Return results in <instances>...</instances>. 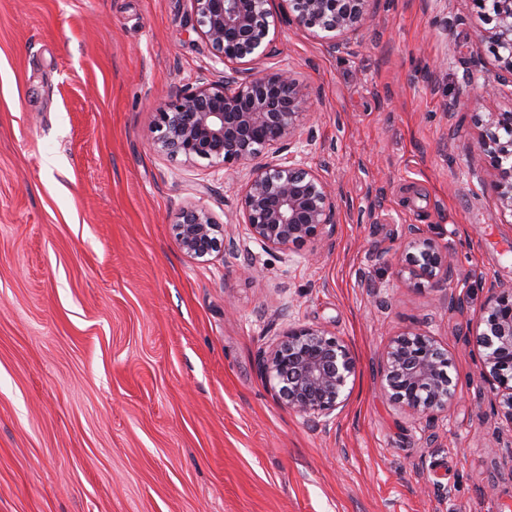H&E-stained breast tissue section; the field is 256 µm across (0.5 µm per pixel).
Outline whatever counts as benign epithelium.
Returning <instances> with one entry per match:
<instances>
[{
  "instance_id": "benign-epithelium-1",
  "label": "benign epithelium",
  "mask_w": 512,
  "mask_h": 512,
  "mask_svg": "<svg viewBox=\"0 0 512 512\" xmlns=\"http://www.w3.org/2000/svg\"><path fill=\"white\" fill-rule=\"evenodd\" d=\"M288 3V22L332 34L341 49L350 35L370 26V0H192L195 31L210 53L233 75L201 77L187 90H175L160 105L157 151L188 160L206 159L237 173L247 170L240 207L248 240L265 252H286L329 238L336 229L332 187L305 163L304 127L311 118V91L294 72L270 65L273 39L282 21L277 2ZM489 27L477 39L489 44L494 74L477 73L480 92L468 99L476 111L512 83V0H475ZM477 148L495 172L491 187L501 207L512 212V112H489ZM178 248L205 260L233 254L239 242L232 229L195 206L180 211L173 224ZM396 274L410 287L443 288L452 263L436 239L415 224L404 229L391 257ZM483 376L492 386L496 412L512 424V290L494 292L475 332ZM259 371L287 410L316 421H330L345 407L356 359L350 348L325 328L301 322L288 326ZM448 351L428 335L406 332L386 347L381 370L384 392L420 418L448 407L455 384Z\"/></svg>"
}]
</instances>
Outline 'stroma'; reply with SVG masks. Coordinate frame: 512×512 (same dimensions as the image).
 I'll use <instances>...</instances> for the list:
<instances>
[{"label":"stroma","instance_id":"obj_1","mask_svg":"<svg viewBox=\"0 0 512 512\" xmlns=\"http://www.w3.org/2000/svg\"><path fill=\"white\" fill-rule=\"evenodd\" d=\"M332 48L281 23L275 63L311 88L305 161L336 236L200 262L182 206L239 227L243 175L157 152V105L221 75L191 0H0V512H512V424L473 340L512 289V214L472 171L469 73L494 58L475 0H371ZM451 256L449 288L379 262L405 225ZM463 308H448V291ZM235 303L224 309L225 299ZM348 344L329 423L283 409L257 361L289 320ZM431 336L457 393L418 420L380 389L389 341Z\"/></svg>","mask_w":512,"mask_h":512}]
</instances>
